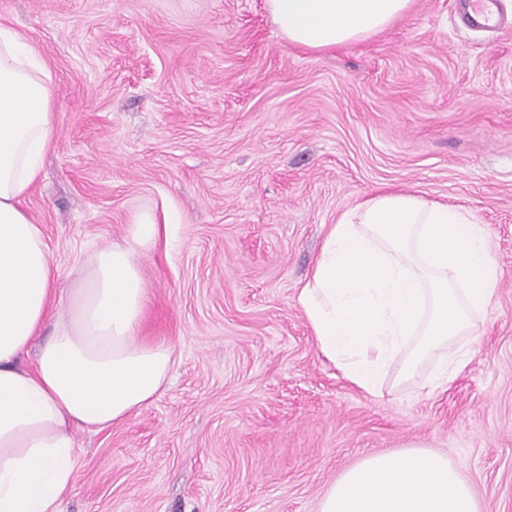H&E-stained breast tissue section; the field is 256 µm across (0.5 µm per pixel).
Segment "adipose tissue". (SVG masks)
Returning a JSON list of instances; mask_svg holds the SVG:
<instances>
[{"label": "adipose tissue", "instance_id": "1", "mask_svg": "<svg viewBox=\"0 0 512 512\" xmlns=\"http://www.w3.org/2000/svg\"><path fill=\"white\" fill-rule=\"evenodd\" d=\"M413 0H265L281 36L308 50L367 40ZM55 85L36 49L0 27V512H64L75 429L100 432L152 403L173 349L142 339L150 288L142 260L170 245L177 214H139L122 241L94 249L61 290L45 234L25 210L55 130ZM499 272L472 213L381 190L330 225L297 302L321 353L378 394L391 363L405 372L469 335ZM320 512H479L448 457L425 449L363 459Z\"/></svg>", "mask_w": 512, "mask_h": 512}]
</instances>
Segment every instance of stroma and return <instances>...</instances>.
I'll use <instances>...</instances> for the list:
<instances>
[{"instance_id":"stroma-1","label":"stroma","mask_w":512,"mask_h":512,"mask_svg":"<svg viewBox=\"0 0 512 512\" xmlns=\"http://www.w3.org/2000/svg\"><path fill=\"white\" fill-rule=\"evenodd\" d=\"M414 0L331 52L278 34L264 0H0L56 86L26 207L71 268L135 215L178 210L150 253L142 336L174 349L168 387L126 423L76 431L66 512H318L365 457L447 454L480 512H512V0ZM380 189L478 218L500 281L447 388L439 354L379 395L320 352L296 298L327 225Z\"/></svg>"}]
</instances>
